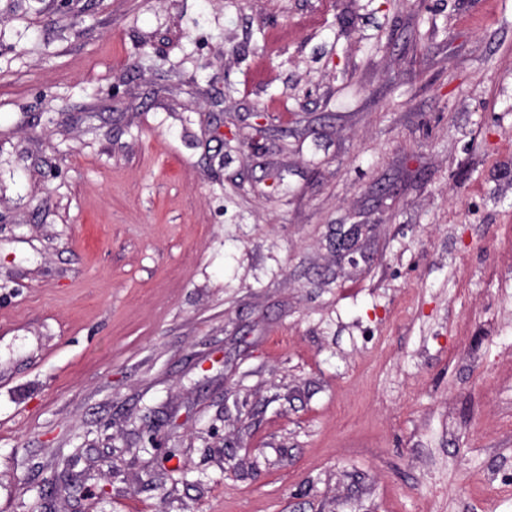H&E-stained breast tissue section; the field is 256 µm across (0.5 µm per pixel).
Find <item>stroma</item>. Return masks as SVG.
Listing matches in <instances>:
<instances>
[{"label":"stroma","instance_id":"35a3bbf8","mask_svg":"<svg viewBox=\"0 0 512 512\" xmlns=\"http://www.w3.org/2000/svg\"><path fill=\"white\" fill-rule=\"evenodd\" d=\"M0 512H512V0H0Z\"/></svg>","mask_w":512,"mask_h":512}]
</instances>
